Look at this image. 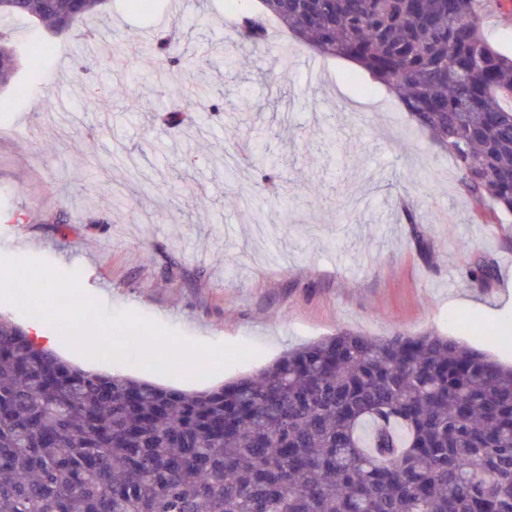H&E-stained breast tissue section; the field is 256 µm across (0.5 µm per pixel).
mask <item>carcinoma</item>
<instances>
[{
    "instance_id": "obj_1",
    "label": "carcinoma",
    "mask_w": 512,
    "mask_h": 512,
    "mask_svg": "<svg viewBox=\"0 0 512 512\" xmlns=\"http://www.w3.org/2000/svg\"><path fill=\"white\" fill-rule=\"evenodd\" d=\"M106 2L0 0V19L63 31ZM262 3L240 16V54L276 22L356 63L453 159L474 223L512 215V56L485 38L477 0ZM150 50L206 99L165 31ZM17 64L0 27V86ZM467 275L490 287L494 259ZM0 512H512V366L432 334L340 332L185 392L86 370L0 315Z\"/></svg>"
}]
</instances>
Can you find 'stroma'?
<instances>
[{"mask_svg":"<svg viewBox=\"0 0 512 512\" xmlns=\"http://www.w3.org/2000/svg\"><path fill=\"white\" fill-rule=\"evenodd\" d=\"M482 2L486 38L512 53V0ZM252 5L191 0L177 19L180 53L207 67L224 106L215 115L191 102L193 120L178 129L157 119L171 79L155 76L149 50L137 55L146 77L136 84L104 64L82 69L88 40L107 50L127 34L150 39L168 0L142 11L109 0L63 33L9 19L25 43L54 51L42 63L24 56L0 88V254L80 270L107 314L130 308L188 340L257 354L200 379L188 365L173 376L96 362L62 338L56 351L86 369L190 391L340 331L433 333L512 364V349L494 341L512 334V222L472 223L453 160L355 65L324 59L316 84L263 49L227 66L237 18ZM91 97L97 109L84 111ZM48 99L65 110L44 112ZM247 138L266 165L224 168L220 152ZM411 204L431 258L404 220ZM473 252L496 260L487 289L464 274ZM458 297L470 308L456 309Z\"/></svg>","mask_w":512,"mask_h":512,"instance_id":"35a3bbf8","label":"stroma"}]
</instances>
